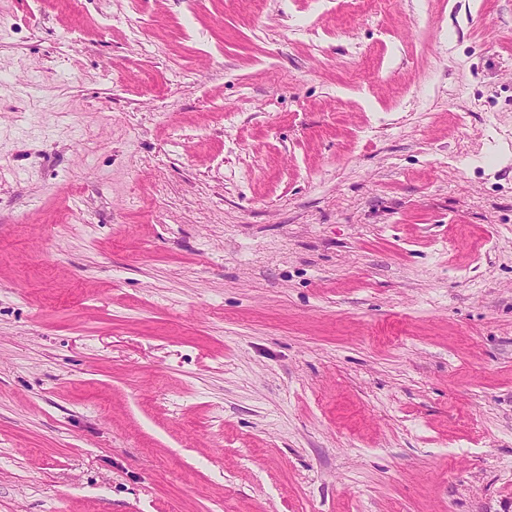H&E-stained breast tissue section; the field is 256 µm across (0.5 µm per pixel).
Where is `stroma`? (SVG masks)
<instances>
[{"instance_id": "stroma-1", "label": "stroma", "mask_w": 512, "mask_h": 512, "mask_svg": "<svg viewBox=\"0 0 512 512\" xmlns=\"http://www.w3.org/2000/svg\"><path fill=\"white\" fill-rule=\"evenodd\" d=\"M0 170V512H512V0H0Z\"/></svg>"}]
</instances>
